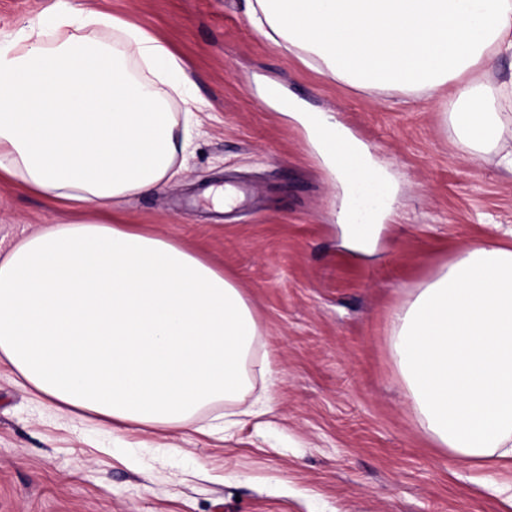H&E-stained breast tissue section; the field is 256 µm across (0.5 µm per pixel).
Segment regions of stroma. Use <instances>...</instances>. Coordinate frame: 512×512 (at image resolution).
I'll use <instances>...</instances> for the list:
<instances>
[{"mask_svg": "<svg viewBox=\"0 0 512 512\" xmlns=\"http://www.w3.org/2000/svg\"><path fill=\"white\" fill-rule=\"evenodd\" d=\"M101 10L154 32L179 58L200 115L192 154L162 192L117 205L121 223L223 269L259 325L238 399L164 430L49 407L0 362V512H512L495 483L423 432L390 347L391 314L465 245L512 229V177L461 157L441 108L398 90L332 81L256 34L247 0H0V42ZM336 116L395 187L371 252L342 245L341 192L305 129L261 96ZM247 186L224 211L213 186ZM0 182V248L74 219ZM270 410L224 433L256 397Z\"/></svg>", "mask_w": 512, "mask_h": 512, "instance_id": "stroma-1", "label": "stroma"}]
</instances>
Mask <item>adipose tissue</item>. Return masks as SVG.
I'll return each mask as SVG.
<instances>
[{
    "label": "adipose tissue",
    "instance_id": "1",
    "mask_svg": "<svg viewBox=\"0 0 512 512\" xmlns=\"http://www.w3.org/2000/svg\"><path fill=\"white\" fill-rule=\"evenodd\" d=\"M266 38L331 80L436 98L455 144L500 152L512 174V0H249ZM170 48L100 11L55 17L0 45V179L77 205L85 219L24 236L0 258V358L58 408L163 429L248 387L259 336L241 290L181 243L112 223L131 195L158 192L192 147L202 111ZM265 101L300 123L344 192L351 250L369 251L392 186L367 145L332 116ZM390 348L424 432L487 475L512 466V242L461 248L393 313Z\"/></svg>",
    "mask_w": 512,
    "mask_h": 512
}]
</instances>
